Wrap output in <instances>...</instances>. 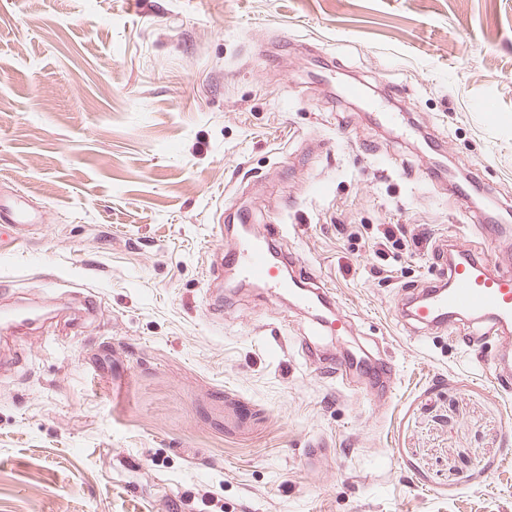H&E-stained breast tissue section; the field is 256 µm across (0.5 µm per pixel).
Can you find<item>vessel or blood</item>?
<instances>
[{
  "label": "vessel or blood",
  "instance_id": "vessel-or-blood-1",
  "mask_svg": "<svg viewBox=\"0 0 512 512\" xmlns=\"http://www.w3.org/2000/svg\"><path fill=\"white\" fill-rule=\"evenodd\" d=\"M45 215L21 206L12 196L0 194V223L41 224ZM277 234L273 228L247 232L226 243L224 262L244 280L262 285L274 293H285L301 308L314 310L319 325L331 334L347 336L351 324L334 313L335 292L302 265L293 253L275 252ZM457 260L448 266V282L433 285L410 304L408 318L417 330H426L445 321L470 319L483 326L485 335L496 336L500 349L494 359L497 380L502 388L512 387V272L498 271L482 254L457 246ZM295 268V276L283 273ZM34 309L19 307L0 313V326L21 327L35 321ZM357 367L351 353L329 354L321 362L323 373L344 384Z\"/></svg>",
  "mask_w": 512,
  "mask_h": 512
}]
</instances>
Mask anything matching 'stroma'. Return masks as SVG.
Returning <instances> with one entry per match:
<instances>
[{
  "label": "stroma",
  "mask_w": 512,
  "mask_h": 512,
  "mask_svg": "<svg viewBox=\"0 0 512 512\" xmlns=\"http://www.w3.org/2000/svg\"><path fill=\"white\" fill-rule=\"evenodd\" d=\"M1 189L47 221L0 230V309L41 312L0 329V512H512L494 344L399 315L440 243L512 266L478 231L512 229V0H0ZM242 208L334 289L320 350L390 356V392L228 286ZM351 352L342 354H326L320 362L321 372L336 378L338 384H346L350 379L351 373L357 368L358 362L354 359Z\"/></svg>",
  "instance_id": "35a3bbf8"
}]
</instances>
